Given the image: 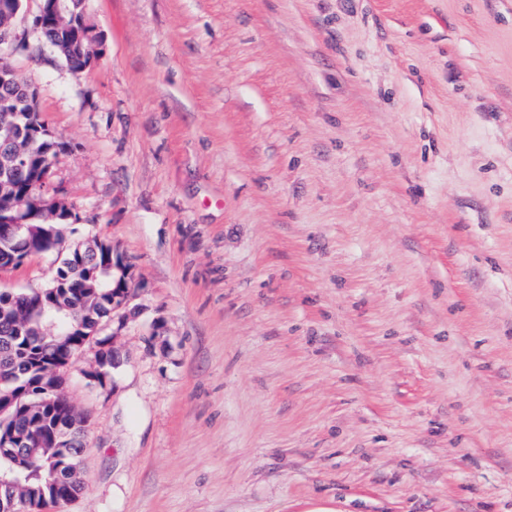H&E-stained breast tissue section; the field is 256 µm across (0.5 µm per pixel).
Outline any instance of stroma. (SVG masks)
<instances>
[{"label":"stroma","instance_id":"1","mask_svg":"<svg viewBox=\"0 0 512 512\" xmlns=\"http://www.w3.org/2000/svg\"><path fill=\"white\" fill-rule=\"evenodd\" d=\"M38 7L53 191L130 267L42 512H512V0H84L80 72Z\"/></svg>","mask_w":512,"mask_h":512}]
</instances>
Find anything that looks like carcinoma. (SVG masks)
Returning <instances> with one entry per match:
<instances>
[{"label": "carcinoma", "instance_id": "cac0c4a2", "mask_svg": "<svg viewBox=\"0 0 512 512\" xmlns=\"http://www.w3.org/2000/svg\"><path fill=\"white\" fill-rule=\"evenodd\" d=\"M12 89L0 84V122L11 119L16 105ZM36 162L56 155L55 142L38 135L32 144ZM82 257L68 253L57 268L64 288L16 291L8 298L0 294V431L13 427L30 429L44 438L36 449V466L11 491L16 507L12 512H39L48 502L63 504L83 489L79 454L84 446L87 420L58 395L64 379L62 369L90 342H95L96 365L110 373L119 366L111 341L100 328L112 314L114 280L92 268L102 262L99 251L81 245ZM53 300L69 311L68 334L39 318V303Z\"/></svg>", "mask_w": 512, "mask_h": 512}]
</instances>
